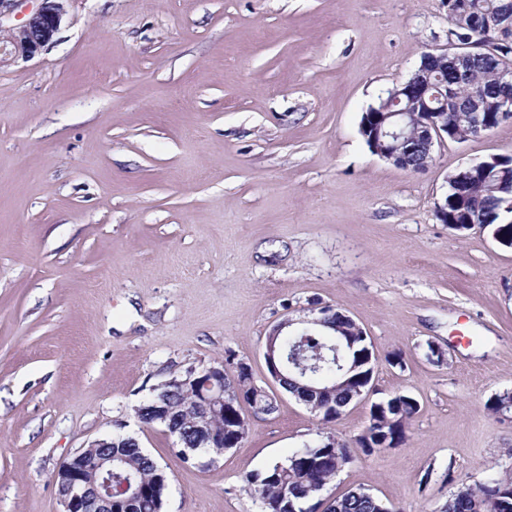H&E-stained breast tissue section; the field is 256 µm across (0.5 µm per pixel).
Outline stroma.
<instances>
[{
    "instance_id": "stroma-1",
    "label": "stroma",
    "mask_w": 512,
    "mask_h": 512,
    "mask_svg": "<svg viewBox=\"0 0 512 512\" xmlns=\"http://www.w3.org/2000/svg\"><path fill=\"white\" fill-rule=\"evenodd\" d=\"M447 46L446 0H71L45 51L0 68V512H60L59 465L120 429L167 472L164 512H259L245 478L359 434L367 402L327 425L278 391L240 446L191 464L135 409L231 353L267 387L268 332L316 302L370 337L378 397L420 405L327 494L442 512L512 479V424L485 407L512 391V248L436 215L450 173L512 155V123L419 173L359 132Z\"/></svg>"
}]
</instances>
